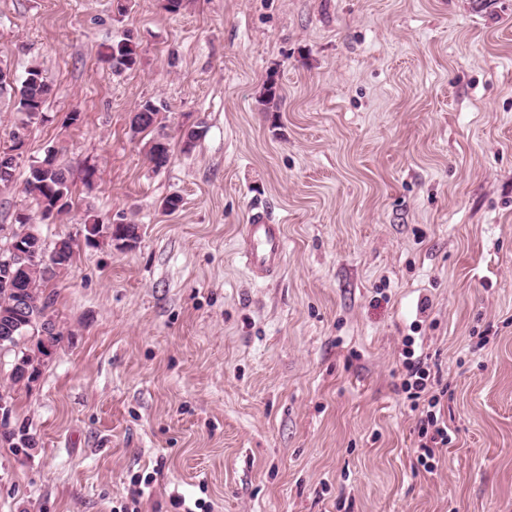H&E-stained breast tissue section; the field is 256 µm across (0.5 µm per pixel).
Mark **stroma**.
<instances>
[{"label":"stroma","instance_id":"obj_1","mask_svg":"<svg viewBox=\"0 0 512 512\" xmlns=\"http://www.w3.org/2000/svg\"><path fill=\"white\" fill-rule=\"evenodd\" d=\"M128 32L141 63L116 73L100 53ZM0 60L51 87L25 129L0 95V145L25 139L0 225L36 214L52 149L73 204L36 227L75 241L50 284L69 337L12 390L34 443L0 442V512H512V0H0ZM147 100L160 169L130 130ZM257 213L287 233L268 280L240 254ZM90 215L136 247L86 244ZM415 322L448 390L430 472L400 390ZM282 99L280 86L275 79L274 75H269L263 83L260 94L258 96V103L262 106V111L276 112L280 109V102ZM147 157L154 168H162L167 165L170 157V142L164 133H158L149 143Z\"/></svg>","mask_w":512,"mask_h":512}]
</instances>
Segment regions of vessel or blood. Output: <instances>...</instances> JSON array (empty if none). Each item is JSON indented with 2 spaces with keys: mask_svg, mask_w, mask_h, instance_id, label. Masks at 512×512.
Here are the masks:
<instances>
[{
  "mask_svg": "<svg viewBox=\"0 0 512 512\" xmlns=\"http://www.w3.org/2000/svg\"><path fill=\"white\" fill-rule=\"evenodd\" d=\"M285 246L284 225L267 223L262 215H254L244 229L242 254L257 276L265 277L281 270Z\"/></svg>",
  "mask_w": 512,
  "mask_h": 512,
  "instance_id": "vessel-or-blood-1",
  "label": "vessel or blood"
}]
</instances>
